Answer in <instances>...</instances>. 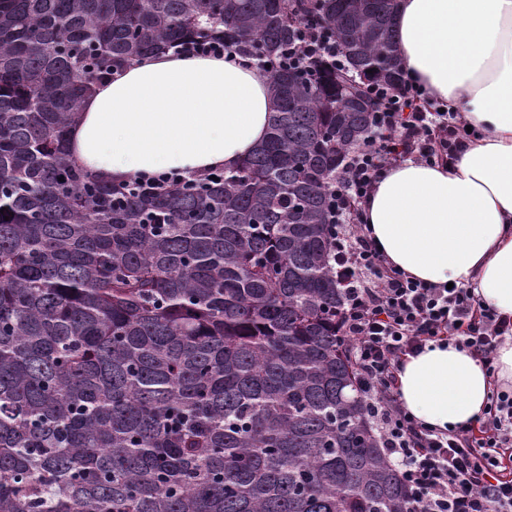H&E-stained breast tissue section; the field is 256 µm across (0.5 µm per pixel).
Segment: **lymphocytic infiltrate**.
Instances as JSON below:
<instances>
[{
    "mask_svg": "<svg viewBox=\"0 0 512 512\" xmlns=\"http://www.w3.org/2000/svg\"><path fill=\"white\" fill-rule=\"evenodd\" d=\"M285 60L308 68L343 56L329 30L307 24ZM364 89L372 134L348 151L330 205L343 296L337 319L368 415L408 489L410 512H512V392L493 387L482 417L441 430L413 417L397 391L401 362L432 342H454L493 369L496 350L512 341V320L473 289L424 283L394 268L363 222L385 172L410 158L448 163L469 137L467 123L409 81L397 93L372 83Z\"/></svg>",
    "mask_w": 512,
    "mask_h": 512,
    "instance_id": "obj_1",
    "label": "lymphocytic infiltrate"
}]
</instances>
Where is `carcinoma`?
Wrapping results in <instances>:
<instances>
[{
	"mask_svg": "<svg viewBox=\"0 0 512 512\" xmlns=\"http://www.w3.org/2000/svg\"><path fill=\"white\" fill-rule=\"evenodd\" d=\"M396 5L0 0V512H407L336 326L327 196L366 93L273 67L265 142L195 188L68 150L92 80L180 43L271 62L310 20L399 89Z\"/></svg>",
	"mask_w": 512,
	"mask_h": 512,
	"instance_id": "1",
	"label": "carcinoma"
}]
</instances>
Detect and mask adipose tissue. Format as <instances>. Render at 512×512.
<instances>
[{"instance_id":"1","label":"adipose tissue","mask_w":512,"mask_h":512,"mask_svg":"<svg viewBox=\"0 0 512 512\" xmlns=\"http://www.w3.org/2000/svg\"><path fill=\"white\" fill-rule=\"evenodd\" d=\"M400 66L465 115L474 138L447 165L407 160L369 199L364 222L388 261L425 283L474 288L512 318V0H398ZM277 102L257 61L146 54L94 80L69 128L75 162L113 183L237 170L267 136ZM495 376L462 347L430 345L398 373L403 405L445 429L477 420L492 382L512 385V344Z\"/></svg>"}]
</instances>
